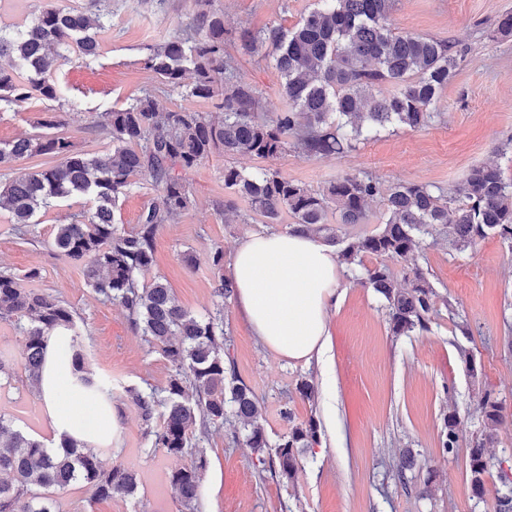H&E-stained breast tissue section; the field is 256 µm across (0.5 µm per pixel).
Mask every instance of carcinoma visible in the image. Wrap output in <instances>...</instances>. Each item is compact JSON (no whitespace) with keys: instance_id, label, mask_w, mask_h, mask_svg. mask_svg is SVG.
Wrapping results in <instances>:
<instances>
[{"instance_id":"carcinoma-1","label":"carcinoma","mask_w":512,"mask_h":512,"mask_svg":"<svg viewBox=\"0 0 512 512\" xmlns=\"http://www.w3.org/2000/svg\"><path fill=\"white\" fill-rule=\"evenodd\" d=\"M95 18L61 7L42 11L23 31H0V59L25 68L22 75L0 68V101L23 103L33 93L53 99L58 86L53 73L68 60L65 52L76 47L82 57H94L99 42L89 31L104 27L108 0H96ZM395 0H318V6L291 29L273 26L259 35L243 33L251 47L269 45L281 79L288 110L262 120L256 108V88L234 78L224 55V13L212 0H195L194 34L176 36L153 48L146 65L174 89L184 87L186 73L194 75L189 94L217 99L222 111L164 110L145 93L126 107L105 112L99 127L110 137L112 151L104 158L87 157L64 137L19 138L0 147V165L31 155H53L59 162L26 176L0 183V208L11 214L15 230L24 236L33 217L74 194L90 198L87 219L56 226L54 246L74 267L82 270L93 293L125 308L136 330L172 368L160 390L126 388L130 402L144 425L150 449L175 462L169 483L179 512H198L206 448L211 428L231 416L242 425L246 447L261 470L291 482L300 457L319 443L314 419L297 423L282 412L288 430L270 443L257 421V399L235 371L224 347V307L198 317L176 303L171 288L160 278L142 285L139 275L154 262L159 228L188 210L192 195L178 170L201 165L217 152L224 157L253 156L274 159L286 152L288 139L314 156L342 154L355 149L383 128L423 127L438 117L430 111L448 85L463 54L447 41L401 33L392 28ZM391 83L396 90L378 96L375 88ZM141 175L152 182L159 196L126 231L114 223L113 208L120 196ZM224 187L231 198L224 210L234 211L235 197L268 224L280 223L282 214L293 219L289 230L328 243L339 239V225L364 224L366 204L381 198L384 212L379 231L348 241L340 260L358 265L365 255L394 259L403 264L410 287L399 285L390 268L380 264L365 269L360 283L374 289L386 302L390 331L395 336L430 329L436 312L434 287L417 263L430 228L461 250L493 232L512 242V179L496 166L479 165L450 189L426 185L386 187L372 176L345 175L320 190L295 183L277 170L245 172L224 166ZM336 212V224L328 213ZM219 270L217 296L234 295L231 278L221 273L223 253L213 259ZM40 277L31 270L20 277L0 272V323L10 325L24 343L26 377L38 384L44 363L45 336L61 330L71 337V364L78 382L91 396L112 408V387L86 366L74 311L60 297L26 283ZM486 439L505 421L512 420L502 402L484 393L477 402ZM442 448L452 453L458 445L457 417L444 416ZM63 451L51 452L39 440L11 428L0 416V512H60L61 495L76 483L93 488V499H133L137 474L122 464L104 467L107 448H87L70 440ZM469 481L474 497L485 494L491 469L486 444L469 450ZM506 492L496 498V512H512V480L500 475Z\"/></svg>"}]
</instances>
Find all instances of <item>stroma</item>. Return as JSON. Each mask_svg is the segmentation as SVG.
<instances>
[{"instance_id": "35a3bbf8", "label": "stroma", "mask_w": 512, "mask_h": 512, "mask_svg": "<svg viewBox=\"0 0 512 512\" xmlns=\"http://www.w3.org/2000/svg\"><path fill=\"white\" fill-rule=\"evenodd\" d=\"M316 0H215L224 13L238 80L259 91L261 118L286 108L271 47L251 49L241 31L257 34L279 25L293 27ZM57 6L96 11L93 0H0V30L31 25L43 10ZM194 0H112V14L96 35L100 53L85 59L71 54L56 74L57 99L32 95L13 105L0 102V146L20 137L54 132L77 151L102 156L112 148L97 127L100 113L123 108L148 92L166 110L208 111L211 103L170 91L146 69L151 50L188 33ZM512 13V0H395V31L442 39L464 50L460 68L433 104L437 118L420 129L389 128L356 150L312 156L289 148L277 159L250 156L232 164L253 171L279 170L288 179L319 190L345 174H369L385 185L416 184L448 189L476 165H495L512 176V37L496 24ZM56 123L44 127V120ZM224 156L184 171L193 201L174 222L162 225L150 277L163 278L179 304L194 314L213 309L218 271L215 252L231 256L248 234L266 231L245 199L225 216ZM91 205L76 195L40 210L28 241L15 235L8 211L0 209V270L41 273L35 287L57 294L75 311L86 363L112 382V406L122 409L104 466L121 464L140 478L136 498L96 501L89 485H74L62 512H178L168 481L171 461L149 452L137 413L125 405V389L162 388L170 374L166 360L131 326L119 304L99 301L80 270L53 244L55 227L87 215ZM192 263H184L183 255ZM436 291L450 300L439 306L429 331L392 335L384 301L363 287L347 266L339 268L341 299L330 309L328 363L286 359L262 346L235 300L224 305L227 347L238 377L259 399L260 422L269 440L286 432L282 408L296 421L315 419L320 442L302 457L291 483L260 472L251 450L233 443L232 426L211 430L205 443L201 512H495L500 473L512 474V425L501 427L486 451L493 467L486 494L476 499L468 483V455L485 434L476 409L485 393L512 409V243L499 235L462 251L449 250L440 235L429 237L418 257ZM12 358L13 375L0 380V415L13 427L52 446L54 432L40 410L37 392L25 378L22 339L0 324V353ZM472 355L475 371L464 357ZM314 385L312 400L296 391L300 380ZM456 413L455 453L442 448L443 418ZM425 460L426 469L400 482L404 449Z\"/></svg>"}]
</instances>
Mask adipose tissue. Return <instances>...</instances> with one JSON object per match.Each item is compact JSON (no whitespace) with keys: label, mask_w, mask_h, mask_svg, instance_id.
Listing matches in <instances>:
<instances>
[{"label":"adipose tissue","mask_w":512,"mask_h":512,"mask_svg":"<svg viewBox=\"0 0 512 512\" xmlns=\"http://www.w3.org/2000/svg\"><path fill=\"white\" fill-rule=\"evenodd\" d=\"M235 299L259 341L284 358L308 362L329 352L328 311L339 299L336 254L308 235H248L230 259ZM60 331L47 337L37 387L43 414L58 438L95 447L111 441L113 414L73 384Z\"/></svg>","instance_id":"ef3b65f1"}]
</instances>
